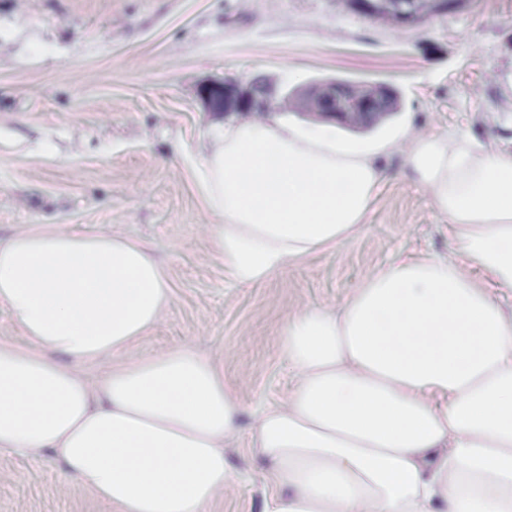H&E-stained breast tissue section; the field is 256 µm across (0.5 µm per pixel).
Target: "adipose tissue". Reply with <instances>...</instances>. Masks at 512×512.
I'll list each match as a JSON object with an SVG mask.
<instances>
[{
    "mask_svg": "<svg viewBox=\"0 0 512 512\" xmlns=\"http://www.w3.org/2000/svg\"><path fill=\"white\" fill-rule=\"evenodd\" d=\"M182 162L241 285L357 238L386 161L448 224V253L397 261L333 306L289 312L286 399L255 413L263 512H512V150L412 130L347 144L335 126L247 118L208 126ZM170 302L141 245L47 226L0 239V304L26 340L0 342V449L52 452L121 512H206L231 486L246 410L221 368L183 345L122 361Z\"/></svg>",
    "mask_w": 512,
    "mask_h": 512,
    "instance_id": "ef3b65f1",
    "label": "adipose tissue"
}]
</instances>
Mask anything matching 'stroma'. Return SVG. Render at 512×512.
<instances>
[{"mask_svg":"<svg viewBox=\"0 0 512 512\" xmlns=\"http://www.w3.org/2000/svg\"><path fill=\"white\" fill-rule=\"evenodd\" d=\"M37 43L49 51L35 58ZM255 78L273 89L271 115L290 122L302 119L292 100L318 82L383 84L400 109L369 137L472 132L512 149V0H473L416 26L343 0H0V238L46 224L144 246L171 300L121 359L193 343L252 408L293 383L280 348L288 312L336 304L399 256L448 251L447 224L397 178L354 241L256 286L228 279L179 154L202 149L215 118L200 86ZM248 447L243 433L228 449L239 478L207 512H263L269 486ZM64 471L47 452L0 450V512H120Z\"/></svg>","mask_w":512,"mask_h":512,"instance_id":"stroma-1","label":"stroma"}]
</instances>
